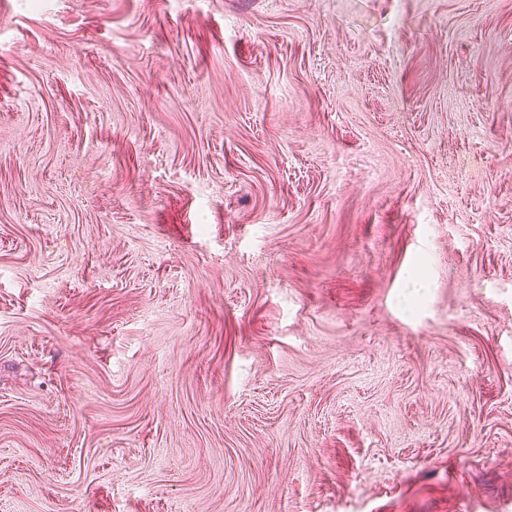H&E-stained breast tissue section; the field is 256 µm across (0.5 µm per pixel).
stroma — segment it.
<instances>
[{"instance_id": "35a3bbf8", "label": "stroma", "mask_w": 512, "mask_h": 512, "mask_svg": "<svg viewBox=\"0 0 512 512\" xmlns=\"http://www.w3.org/2000/svg\"><path fill=\"white\" fill-rule=\"evenodd\" d=\"M0 512H512V0H0Z\"/></svg>"}]
</instances>
